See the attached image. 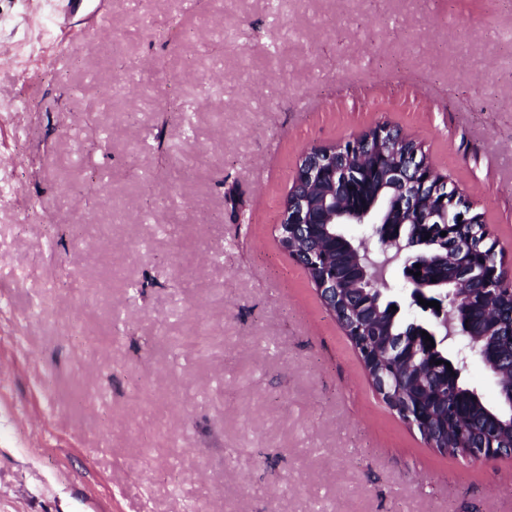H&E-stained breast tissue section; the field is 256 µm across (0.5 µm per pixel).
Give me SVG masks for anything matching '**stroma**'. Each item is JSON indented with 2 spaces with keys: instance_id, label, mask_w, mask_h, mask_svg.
Segmentation results:
<instances>
[{
  "instance_id": "35a3bbf8",
  "label": "stroma",
  "mask_w": 512,
  "mask_h": 512,
  "mask_svg": "<svg viewBox=\"0 0 512 512\" xmlns=\"http://www.w3.org/2000/svg\"><path fill=\"white\" fill-rule=\"evenodd\" d=\"M0 0V512H512L375 392L277 224L421 142L512 270V0ZM88 2L84 0H59L56 24L62 33L67 34L73 29L76 23L73 20L79 13L86 15L80 21L85 22L89 29L97 25L98 10L97 8L91 9Z\"/></svg>"
}]
</instances>
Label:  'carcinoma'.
Instances as JSON below:
<instances>
[{
    "label": "carcinoma",
    "instance_id": "1",
    "mask_svg": "<svg viewBox=\"0 0 512 512\" xmlns=\"http://www.w3.org/2000/svg\"><path fill=\"white\" fill-rule=\"evenodd\" d=\"M380 187L377 181L367 182L355 198V205H368ZM389 234L395 231L411 233L423 242L418 253L421 264L416 281L422 284L438 283L448 279V251L453 246L488 254L485 230L481 224H456L448 241L437 240L438 225L421 224L418 217L403 216L385 225ZM311 241H321L327 249L336 251V257L347 271L344 279L336 282V314H344L345 327L359 324V312H369L378 320L375 329L364 331L359 341L380 349L400 344L395 359H375L365 364L373 383H384L386 404L403 409L420 405L426 413V434L435 438L438 449L453 457L464 458L494 444L512 451V407L501 397L492 404L465 385L456 365L446 366L448 353L431 346L422 336L424 328L406 322L395 315L391 304L379 298L374 286L364 279L363 266L353 251L349 239L329 235L323 228L312 231ZM463 327L479 339L488 360L487 370L512 373V321L504 316L507 301L503 295H486L470 299L468 289L458 291ZM441 364H435V361Z\"/></svg>",
    "mask_w": 512,
    "mask_h": 512
}]
</instances>
